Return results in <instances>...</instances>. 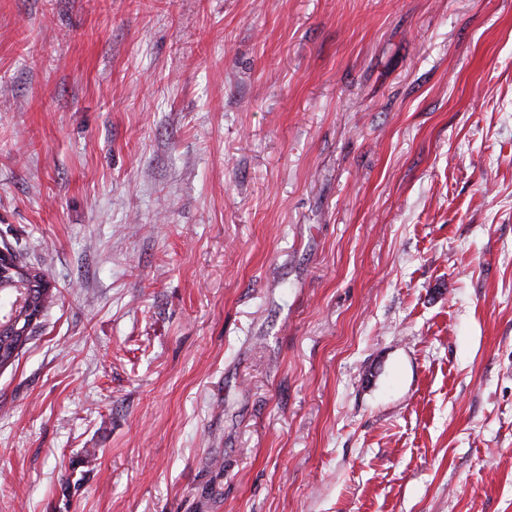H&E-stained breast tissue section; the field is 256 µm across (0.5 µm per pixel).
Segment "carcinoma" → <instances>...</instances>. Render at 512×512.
<instances>
[{"label":"carcinoma","instance_id":"cac0c4a2","mask_svg":"<svg viewBox=\"0 0 512 512\" xmlns=\"http://www.w3.org/2000/svg\"><path fill=\"white\" fill-rule=\"evenodd\" d=\"M10 259L17 271L0 277V300L9 304L8 310L0 314V370L15 363L40 326L38 322L29 325V310L44 312L54 297L51 288L30 287L32 283L47 281L41 269L24 264L14 250Z\"/></svg>","mask_w":512,"mask_h":512}]
</instances>
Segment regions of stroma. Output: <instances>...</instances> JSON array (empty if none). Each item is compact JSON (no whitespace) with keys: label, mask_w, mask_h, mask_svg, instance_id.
I'll return each instance as SVG.
<instances>
[{"label":"stroma","mask_w":512,"mask_h":512,"mask_svg":"<svg viewBox=\"0 0 512 512\" xmlns=\"http://www.w3.org/2000/svg\"><path fill=\"white\" fill-rule=\"evenodd\" d=\"M0 512H512V0H0ZM10 257L7 250L0 247L1 264H11L22 272H9L1 278L0 273V370L13 365L18 359L22 349L34 336L40 326L39 315L31 317V324H35L26 331V334L16 328L25 330L29 326V310L43 314L52 303L53 288H30L31 283H49L45 273L34 266L24 264L17 252L9 246ZM8 301V310L1 314V300ZM16 326V327H15Z\"/></svg>","instance_id":"35a3bbf8"}]
</instances>
